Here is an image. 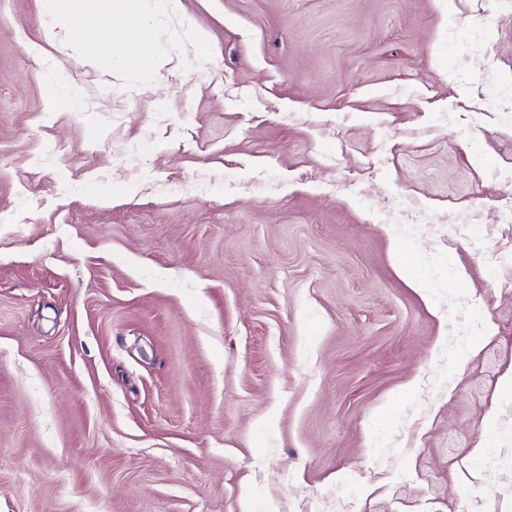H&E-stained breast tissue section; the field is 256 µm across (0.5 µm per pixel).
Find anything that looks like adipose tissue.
I'll return each instance as SVG.
<instances>
[{
  "instance_id": "adipose-tissue-1",
  "label": "adipose tissue",
  "mask_w": 512,
  "mask_h": 512,
  "mask_svg": "<svg viewBox=\"0 0 512 512\" xmlns=\"http://www.w3.org/2000/svg\"><path fill=\"white\" fill-rule=\"evenodd\" d=\"M45 13L65 30H80L85 55L150 76L153 47L141 20L140 0H45Z\"/></svg>"
}]
</instances>
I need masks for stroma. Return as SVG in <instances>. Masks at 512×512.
I'll return each instance as SVG.
<instances>
[{"label": "stroma", "instance_id": "stroma-1", "mask_svg": "<svg viewBox=\"0 0 512 512\" xmlns=\"http://www.w3.org/2000/svg\"><path fill=\"white\" fill-rule=\"evenodd\" d=\"M143 19L0 0V512H512V5ZM45 13L55 26L80 30L90 37L81 46L99 63L114 62L144 77L153 47L147 26L141 21L140 0H44Z\"/></svg>", "mask_w": 512, "mask_h": 512}]
</instances>
